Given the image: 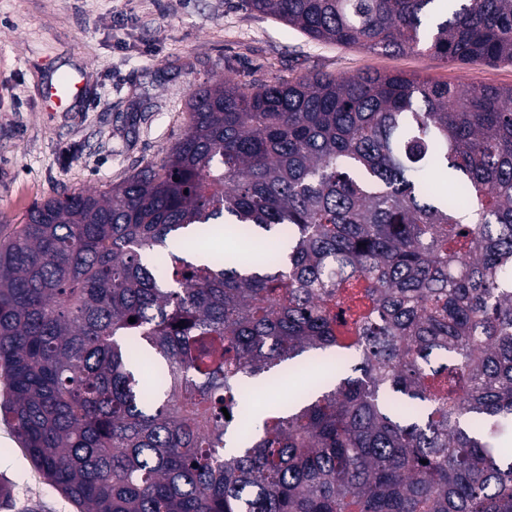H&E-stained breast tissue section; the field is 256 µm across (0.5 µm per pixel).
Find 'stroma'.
I'll list each match as a JSON object with an SVG mask.
<instances>
[{"label":"stroma","mask_w":512,"mask_h":512,"mask_svg":"<svg viewBox=\"0 0 512 512\" xmlns=\"http://www.w3.org/2000/svg\"><path fill=\"white\" fill-rule=\"evenodd\" d=\"M403 74L456 86L512 85V65L449 63L309 41L239 0H0V217L120 184L183 135L190 91L231 75ZM82 74V97L51 110L53 76ZM0 512H77L0 423Z\"/></svg>","instance_id":"obj_1"}]
</instances>
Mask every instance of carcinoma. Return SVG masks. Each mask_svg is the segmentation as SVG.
I'll return each mask as SVG.
<instances>
[{"label":"carcinoma","instance_id":"1","mask_svg":"<svg viewBox=\"0 0 512 512\" xmlns=\"http://www.w3.org/2000/svg\"><path fill=\"white\" fill-rule=\"evenodd\" d=\"M241 5L512 64V0ZM187 107L160 162L0 221V421L44 480L78 512H512V86L225 78ZM218 224L265 252L196 259Z\"/></svg>","mask_w":512,"mask_h":512}]
</instances>
